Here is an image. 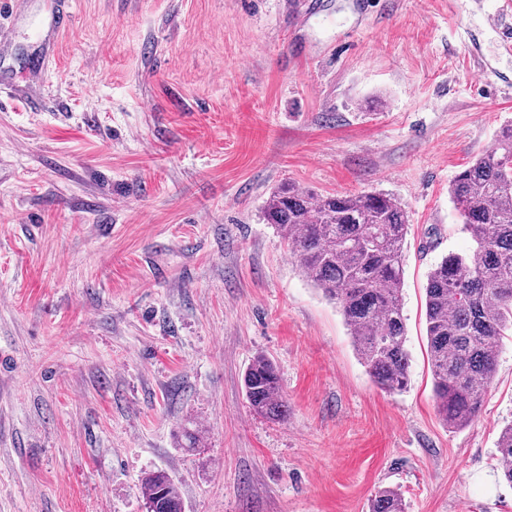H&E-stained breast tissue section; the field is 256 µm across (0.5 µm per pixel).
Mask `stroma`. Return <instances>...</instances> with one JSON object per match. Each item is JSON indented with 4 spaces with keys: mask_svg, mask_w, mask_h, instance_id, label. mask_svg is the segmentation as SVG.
<instances>
[{
    "mask_svg": "<svg viewBox=\"0 0 512 512\" xmlns=\"http://www.w3.org/2000/svg\"><path fill=\"white\" fill-rule=\"evenodd\" d=\"M490 2L71 0L47 59L46 0L0 14V512H144L157 468L186 512H369L385 487L408 512H512V338L452 430L425 321L428 272L472 246L448 186L512 120ZM284 182L404 208V391L264 223ZM260 354L286 422L247 403ZM495 459L497 475L512 484V424L505 426L499 435Z\"/></svg>",
    "mask_w": 512,
    "mask_h": 512,
    "instance_id": "35a3bbf8",
    "label": "stroma"
}]
</instances>
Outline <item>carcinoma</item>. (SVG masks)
Instances as JSON below:
<instances>
[{
	"mask_svg": "<svg viewBox=\"0 0 512 512\" xmlns=\"http://www.w3.org/2000/svg\"><path fill=\"white\" fill-rule=\"evenodd\" d=\"M448 195L473 249L451 252L428 273L425 316L437 413L443 425L473 424L494 378L500 346L512 336V124L494 146L460 171ZM265 223L280 233L310 284L336 304L359 361L376 385L400 392L410 354L402 306L408 224L391 195H323L283 183L273 189ZM252 411L283 422L288 405L275 363L256 356L243 374ZM202 430L184 426L182 447H203ZM495 470L512 484V424L496 445ZM146 512H185L178 486L163 469L146 473ZM370 512H406L399 490L384 488Z\"/></svg>",
	"mask_w": 512,
	"mask_h": 512,
	"instance_id": "carcinoma-1",
	"label": "carcinoma"
}]
</instances>
